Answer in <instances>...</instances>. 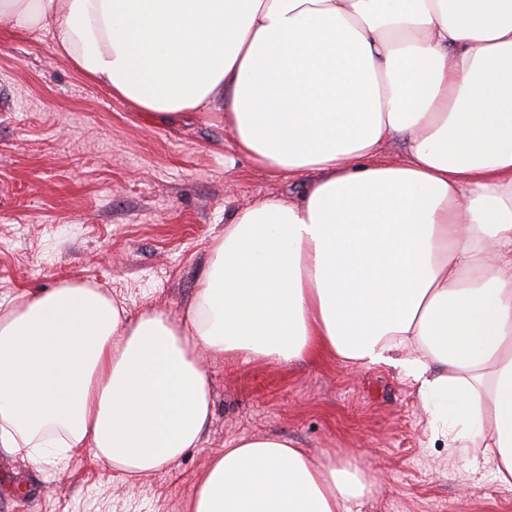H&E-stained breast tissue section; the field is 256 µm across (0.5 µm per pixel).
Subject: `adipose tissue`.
<instances>
[{"mask_svg":"<svg viewBox=\"0 0 512 512\" xmlns=\"http://www.w3.org/2000/svg\"><path fill=\"white\" fill-rule=\"evenodd\" d=\"M87 78L174 122L220 101L240 153L316 172L238 211L183 317L65 280L0 306V453L128 480L199 447L212 356L399 362L512 485V0H0ZM402 138L403 157L382 150ZM408 358L396 359L399 351ZM374 479L242 436L186 512H350Z\"/></svg>","mask_w":512,"mask_h":512,"instance_id":"adipose-tissue-1","label":"adipose tissue"}]
</instances>
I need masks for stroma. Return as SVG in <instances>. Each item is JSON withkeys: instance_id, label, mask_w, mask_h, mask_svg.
I'll return each mask as SVG.
<instances>
[{"instance_id": "35a3bbf8", "label": "stroma", "mask_w": 512, "mask_h": 512, "mask_svg": "<svg viewBox=\"0 0 512 512\" xmlns=\"http://www.w3.org/2000/svg\"><path fill=\"white\" fill-rule=\"evenodd\" d=\"M235 139L216 114L146 122L47 36L0 18V302L65 278L106 289L132 316H180L234 214L301 198L310 181L274 174ZM205 368L212 420L176 465L124 482L82 457L48 481L0 455V512H184L211 458L258 434L376 478L351 512H512L495 463L448 447L401 367L211 357Z\"/></svg>"}]
</instances>
